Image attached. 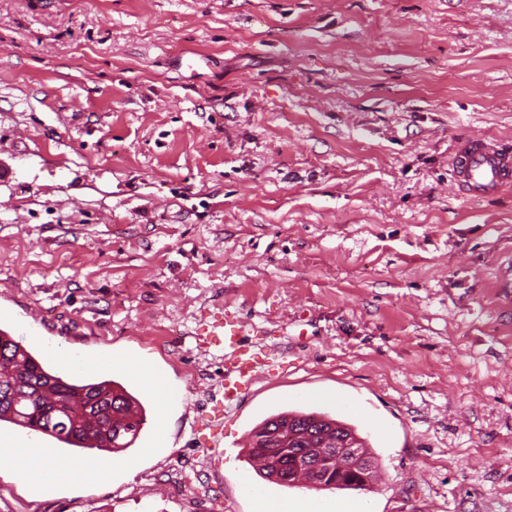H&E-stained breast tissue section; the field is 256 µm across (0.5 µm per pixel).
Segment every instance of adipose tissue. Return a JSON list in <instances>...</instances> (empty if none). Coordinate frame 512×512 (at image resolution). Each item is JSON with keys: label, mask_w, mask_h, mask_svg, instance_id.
Here are the masks:
<instances>
[{"label": "adipose tissue", "mask_w": 512, "mask_h": 512, "mask_svg": "<svg viewBox=\"0 0 512 512\" xmlns=\"http://www.w3.org/2000/svg\"><path fill=\"white\" fill-rule=\"evenodd\" d=\"M15 455L19 462L16 469L18 477L26 481L35 492L42 491L48 481L56 486L68 484L80 476L104 481L112 473L111 466H91L81 461L73 463L69 468L57 469L53 465L52 454L41 448H19Z\"/></svg>", "instance_id": "1"}]
</instances>
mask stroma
I'll return each mask as SVG.
<instances>
[{
    "label": "stroma",
    "instance_id": "35a3bbf8",
    "mask_svg": "<svg viewBox=\"0 0 512 512\" xmlns=\"http://www.w3.org/2000/svg\"><path fill=\"white\" fill-rule=\"evenodd\" d=\"M195 52L196 70L171 59ZM465 137L512 141V0H0V306L14 336L157 369L168 442L40 496L0 447V512H512V188L463 198ZM231 313L272 364L199 445ZM320 412L367 491L249 463ZM289 420L291 425L304 428L310 427L311 431L316 434H320L326 429L331 431L332 434L338 432L339 434L350 437L357 442L358 447L363 448L367 461L372 468V457L368 456L367 446L361 438L357 437L352 427L342 424L324 413L283 412L269 417L262 423L254 436L253 448L249 450L250 458L260 463L258 464V472L263 479L280 486L291 487L294 484L288 481H292L295 477H298L304 466L315 472H320L331 471L335 464L336 467L349 466L351 468H355L360 464V462L357 461V457L359 456L358 449L355 448V445L350 444L348 440H343L337 441L336 448H332L328 452H322L320 448H305L304 454L298 455V467L293 472H289L290 463L287 454H283L284 449L279 448L273 441L274 432L280 426L287 424ZM260 441H263L266 445V451L264 453L257 451L256 447H258ZM300 458L303 459L304 466L299 462ZM274 474L277 475L276 479L272 478ZM287 474L288 481L286 479Z\"/></svg>",
    "mask_w": 512,
    "mask_h": 512
}]
</instances>
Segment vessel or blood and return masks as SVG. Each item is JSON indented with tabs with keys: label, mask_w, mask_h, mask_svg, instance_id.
I'll list each match as a JSON object with an SVG mask.
<instances>
[{
	"label": "vessel or blood",
	"mask_w": 512,
	"mask_h": 512,
	"mask_svg": "<svg viewBox=\"0 0 512 512\" xmlns=\"http://www.w3.org/2000/svg\"><path fill=\"white\" fill-rule=\"evenodd\" d=\"M451 166L462 193L470 199L486 198L512 187V145L499 140L466 138L458 141ZM242 318L227 316L214 322L206 335L197 337L201 351L224 352L222 399L233 406L249 395L264 373L268 355L247 339Z\"/></svg>",
	"instance_id": "obj_1"
}]
</instances>
